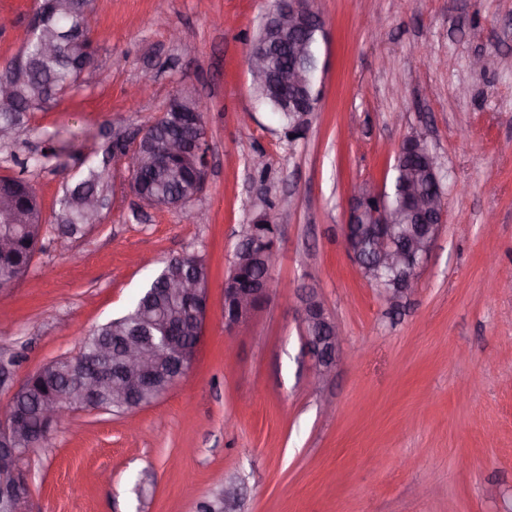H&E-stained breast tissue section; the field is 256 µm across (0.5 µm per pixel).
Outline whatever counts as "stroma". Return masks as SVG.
Segmentation results:
<instances>
[{"label": "stroma", "mask_w": 512, "mask_h": 512, "mask_svg": "<svg viewBox=\"0 0 512 512\" xmlns=\"http://www.w3.org/2000/svg\"><path fill=\"white\" fill-rule=\"evenodd\" d=\"M37 0H0V68ZM273 0H93L95 65L30 114L0 175L29 180L49 228L28 274L0 288V352L17 382L129 306L170 258L203 257L210 309L189 373L134 413L70 412L19 470L24 512H198L234 479L233 512H512V0H315L325 21L321 99L299 132L260 101L248 56ZM488 57L486 69L471 66ZM152 73L150 92L129 90ZM200 98L206 187L188 208L129 190L112 140L168 101ZM424 136L447 215L416 288L397 309L343 246L348 199L390 181ZM55 149L43 166H16ZM263 156L265 173L252 166ZM111 204L81 238L52 228L87 162ZM268 214L280 262L269 304L224 350V280L241 225ZM316 288L343 331L315 389L293 310Z\"/></svg>", "instance_id": "obj_1"}]
</instances>
